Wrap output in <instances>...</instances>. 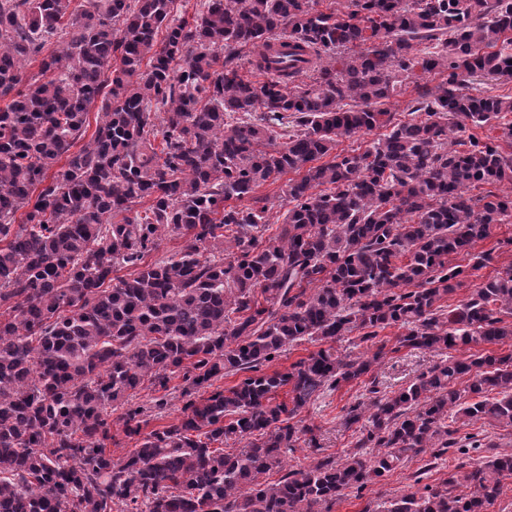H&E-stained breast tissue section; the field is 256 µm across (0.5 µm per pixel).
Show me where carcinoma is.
<instances>
[{
	"label": "carcinoma",
	"instance_id": "cac0c4a2",
	"mask_svg": "<svg viewBox=\"0 0 512 512\" xmlns=\"http://www.w3.org/2000/svg\"><path fill=\"white\" fill-rule=\"evenodd\" d=\"M172 4L0 0V512H331L405 458L496 448L460 442L455 424L512 429V267L443 302L512 245L472 253L512 196L468 195L512 182V123L451 137L512 113V95L474 86L512 82V0H346L329 13L208 0L190 22ZM277 42L306 68L281 65ZM243 53L265 82L239 74ZM37 58L40 78L17 89ZM431 73L442 80L421 83ZM409 86L395 122L388 104ZM384 127L364 151L336 152ZM301 170L272 232L255 192ZM166 236L179 249L147 261ZM387 328L403 330L391 352L441 358L389 395L371 381L344 409L356 451L286 467L312 432L300 410L386 356L384 340L356 357L334 344ZM303 340L321 348L266 371ZM478 344L511 350L447 354ZM176 374L180 418L142 432L149 408L132 398L148 386L164 409ZM287 385L291 404L275 402ZM115 421L138 437L118 457L105 448ZM247 437L237 453L213 447ZM505 477L512 452L363 512H487Z\"/></svg>",
	"mask_w": 512,
	"mask_h": 512
}]
</instances>
